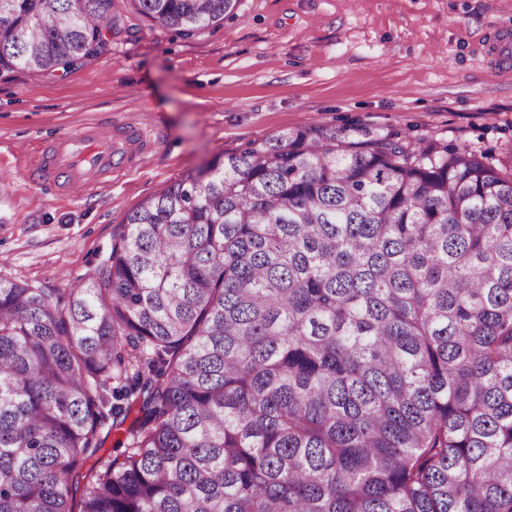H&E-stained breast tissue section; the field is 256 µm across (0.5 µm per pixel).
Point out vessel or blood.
<instances>
[{
	"label": "vessel or blood",
	"mask_w": 512,
	"mask_h": 512,
	"mask_svg": "<svg viewBox=\"0 0 512 512\" xmlns=\"http://www.w3.org/2000/svg\"><path fill=\"white\" fill-rule=\"evenodd\" d=\"M146 140L145 131L136 125L122 135L109 129H91L61 138L50 161L53 178L68 191H89L101 175L133 166Z\"/></svg>",
	"instance_id": "1"
}]
</instances>
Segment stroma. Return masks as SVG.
Segmentation results:
<instances>
[{
    "instance_id": "35a3bbf8",
    "label": "stroma",
    "mask_w": 512,
    "mask_h": 512,
    "mask_svg": "<svg viewBox=\"0 0 512 512\" xmlns=\"http://www.w3.org/2000/svg\"><path fill=\"white\" fill-rule=\"evenodd\" d=\"M116 26L65 75L0 74V277L75 287L141 201L216 157L319 122L436 138L512 163V0H238L182 37L113 0ZM132 122L151 145L86 193L36 150Z\"/></svg>"
}]
</instances>
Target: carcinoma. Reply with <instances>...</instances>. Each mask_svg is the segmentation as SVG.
<instances>
[{"label": "carcinoma", "mask_w": 512, "mask_h": 512, "mask_svg": "<svg viewBox=\"0 0 512 512\" xmlns=\"http://www.w3.org/2000/svg\"><path fill=\"white\" fill-rule=\"evenodd\" d=\"M236 2L132 6L191 37ZM114 24L0 0V72ZM0 512H512V173L314 123L143 201L76 288L0 277Z\"/></svg>", "instance_id": "obj_1"}]
</instances>
